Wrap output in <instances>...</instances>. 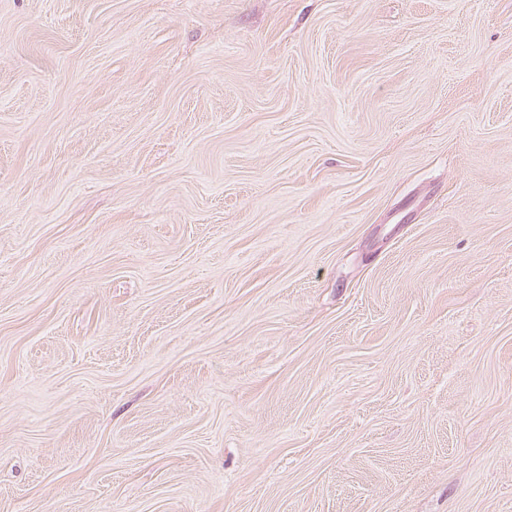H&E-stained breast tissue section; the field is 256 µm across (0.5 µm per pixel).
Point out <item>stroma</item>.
<instances>
[{
	"mask_svg": "<svg viewBox=\"0 0 512 512\" xmlns=\"http://www.w3.org/2000/svg\"><path fill=\"white\" fill-rule=\"evenodd\" d=\"M0 512H512V0H0Z\"/></svg>",
	"mask_w": 512,
	"mask_h": 512,
	"instance_id": "stroma-1",
	"label": "stroma"
}]
</instances>
